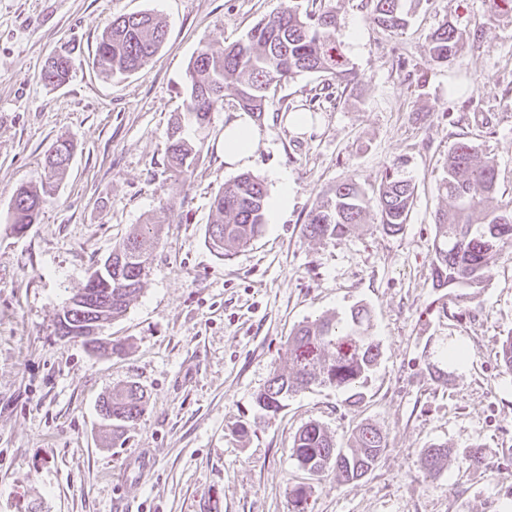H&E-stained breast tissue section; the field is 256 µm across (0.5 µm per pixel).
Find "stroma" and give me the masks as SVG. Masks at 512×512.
Wrapping results in <instances>:
<instances>
[{
	"instance_id": "stroma-1",
	"label": "stroma",
	"mask_w": 512,
	"mask_h": 512,
	"mask_svg": "<svg viewBox=\"0 0 512 512\" xmlns=\"http://www.w3.org/2000/svg\"><path fill=\"white\" fill-rule=\"evenodd\" d=\"M280 0H0V512H292L290 485L309 488V512H503L512 504V371L499 352L512 333V252L494 256L472 300L432 285L433 216L449 149L462 140L493 158L512 198V13L488 0H414L409 26L377 27L367 0H339L336 38L359 75L341 99L306 74L271 93L246 168L224 163L233 98L212 114L191 173H175L166 130L183 110L185 72L205 43H232ZM152 12L167 28L157 55L125 78L94 64L105 24ZM457 28V56L430 61L428 38ZM75 60L69 81L45 85L50 56ZM318 97L304 132L285 107ZM61 137L69 168L21 235L7 229L13 192L40 185ZM415 187L403 231L375 218L347 238L320 241L302 226L316 201L347 176L365 191L387 170ZM268 193L288 184L292 204L228 258L205 242L210 203L240 171ZM160 239L137 297L99 333L122 355L93 354L61 336L58 315L91 267L136 225ZM365 305L381 356L349 405L314 387L274 415L255 397L303 322ZM464 346L463 362L448 349ZM147 396L120 439L101 398L127 384ZM322 424L338 447L362 423L387 446L360 480L312 476L290 455L304 424ZM248 435H240V426ZM449 450L436 475L422 452ZM479 453L481 467L465 459Z\"/></svg>"
}]
</instances>
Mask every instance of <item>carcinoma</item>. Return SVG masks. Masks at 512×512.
I'll list each match as a JSON object with an SVG mask.
<instances>
[{"instance_id":"obj_1","label":"carcinoma","mask_w":512,"mask_h":512,"mask_svg":"<svg viewBox=\"0 0 512 512\" xmlns=\"http://www.w3.org/2000/svg\"><path fill=\"white\" fill-rule=\"evenodd\" d=\"M307 11L300 0H286L282 7L260 20L231 43L208 44L196 52L186 72V106L167 131L168 163L175 172L188 175L200 156L204 139L199 135L210 123L211 113L235 99L240 108L262 116L271 89L305 74H321L346 87L358 79L341 44L336 41L338 12L335 0H318ZM371 20L389 30L406 26L408 13L402 0H370ZM166 38L165 26L149 12L120 15L104 27L94 62L112 77L130 75L155 56ZM459 37L448 23L431 34V61L446 63L456 55ZM74 62L66 55L47 59L42 79L49 86L69 81ZM73 141L59 139L45 159L47 181L41 188L20 187L11 200L9 229L15 234L38 223L45 197L67 171ZM450 201L435 214V240L430 275L435 288H465L466 298L476 297L490 272L493 255L512 246V200L498 197L495 163L479 157L471 144L461 141L448 152L445 176L438 186ZM414 202L410 181L387 174L376 192L366 193L347 177L323 196L309 211L302 234L307 239L343 238L371 214L383 229L400 233ZM267 190L264 181L246 172L227 181L211 200L213 221L206 227V243L220 257H229L258 237L266 223ZM156 224H140L126 240L112 248V265L101 262L96 284L85 283L59 315L58 327L74 338L85 335L90 316L97 327L122 316L140 292L149 255L159 240ZM291 371L275 370L256 404L268 413L277 412L285 397L313 385L350 389L367 380L380 356V344L370 333L367 309L358 306L346 318L321 317L299 325L288 337ZM145 395L133 383L103 399L100 413L112 427L133 421L143 411ZM387 447L379 427L359 425L349 448H338L318 422L305 424L296 433L291 456L311 475L329 469L344 481L362 478ZM448 459V448L433 446L420 457L428 474L439 471ZM288 495L293 512H308L307 490L294 485Z\"/></svg>"}]
</instances>
